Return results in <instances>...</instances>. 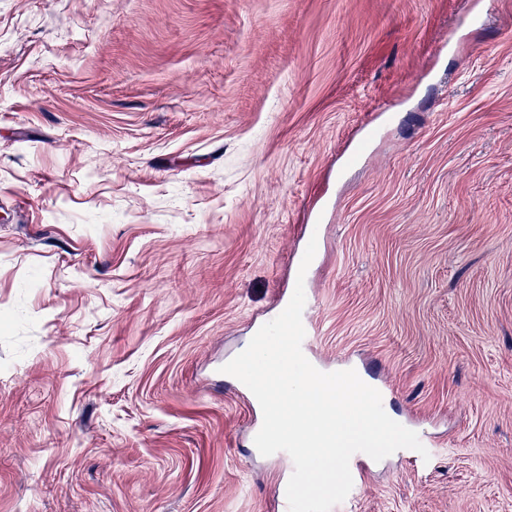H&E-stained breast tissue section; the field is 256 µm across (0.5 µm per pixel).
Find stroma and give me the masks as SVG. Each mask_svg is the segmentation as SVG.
<instances>
[{"label":"stroma","mask_w":512,"mask_h":512,"mask_svg":"<svg viewBox=\"0 0 512 512\" xmlns=\"http://www.w3.org/2000/svg\"><path fill=\"white\" fill-rule=\"evenodd\" d=\"M299 278L440 441L334 512H512V0H0V512H278Z\"/></svg>","instance_id":"obj_1"}]
</instances>
